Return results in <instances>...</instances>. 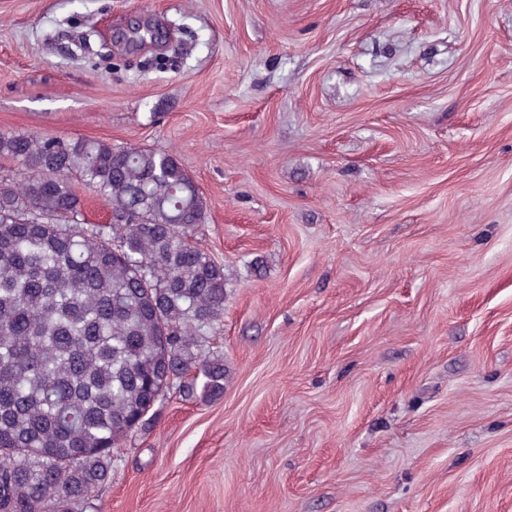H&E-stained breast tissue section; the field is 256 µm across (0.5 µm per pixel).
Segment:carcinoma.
Returning <instances> with one entry per match:
<instances>
[{
  "label": "carcinoma",
  "mask_w": 512,
  "mask_h": 512,
  "mask_svg": "<svg viewBox=\"0 0 512 512\" xmlns=\"http://www.w3.org/2000/svg\"><path fill=\"white\" fill-rule=\"evenodd\" d=\"M0 158L23 167L0 188V512H76L167 392L224 393V266L188 240L206 201L168 151L1 132ZM75 186L83 197L84 218L87 224H104L109 219V208L105 205L103 199L95 193L85 188L80 182L74 180Z\"/></svg>",
  "instance_id": "obj_1"
}]
</instances>
